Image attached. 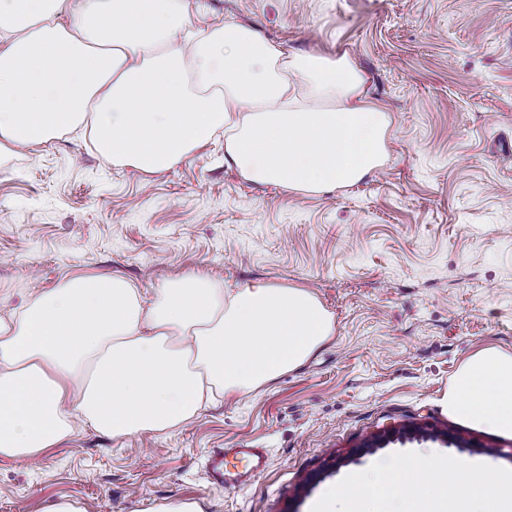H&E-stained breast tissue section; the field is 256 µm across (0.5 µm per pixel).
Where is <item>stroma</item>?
<instances>
[{
  "label": "stroma",
  "instance_id": "1",
  "mask_svg": "<svg viewBox=\"0 0 512 512\" xmlns=\"http://www.w3.org/2000/svg\"><path fill=\"white\" fill-rule=\"evenodd\" d=\"M192 21H235L291 52L349 56L390 117L384 169L302 195L257 185L216 139L146 175L64 136L0 162V311L75 273L148 289L190 272L228 288H303L334 332L260 393L227 396L171 435L114 441L77 427L37 465L0 460V512H312L385 462L437 457L512 472V438L448 416L477 350L512 352V0H191ZM383 448L363 449L379 430ZM455 438L453 446L435 434ZM268 465L212 484L213 449L241 440Z\"/></svg>",
  "mask_w": 512,
  "mask_h": 512
}]
</instances>
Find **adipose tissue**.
Segmentation results:
<instances>
[{
	"label": "adipose tissue",
	"instance_id": "1",
	"mask_svg": "<svg viewBox=\"0 0 512 512\" xmlns=\"http://www.w3.org/2000/svg\"><path fill=\"white\" fill-rule=\"evenodd\" d=\"M389 126L347 56L291 52L233 21L194 28L189 0H0V161L85 127L103 158L155 175L220 134L249 181L319 195L382 168ZM332 332L302 288L64 278L0 315V459L37 461L78 423L115 441L171 432L299 368ZM446 406L512 437V352L473 353ZM391 497L402 512L450 497L512 512V473L390 462L351 478L344 512Z\"/></svg>",
	"mask_w": 512,
	"mask_h": 512
}]
</instances>
